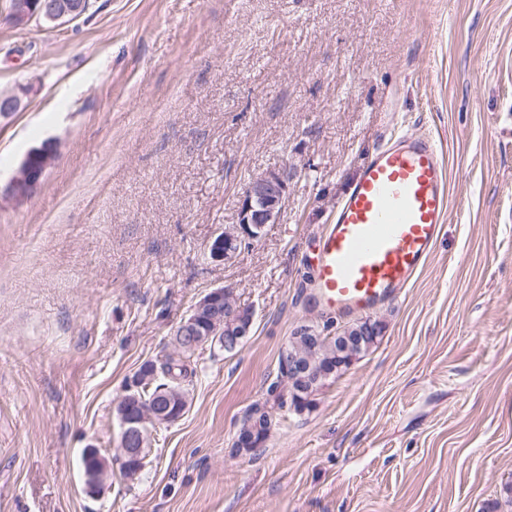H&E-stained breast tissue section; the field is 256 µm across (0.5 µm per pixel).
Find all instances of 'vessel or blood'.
I'll return each instance as SVG.
<instances>
[{"label": "vessel or blood", "mask_w": 512, "mask_h": 512, "mask_svg": "<svg viewBox=\"0 0 512 512\" xmlns=\"http://www.w3.org/2000/svg\"><path fill=\"white\" fill-rule=\"evenodd\" d=\"M442 148L404 133L380 146L317 238L311 299L340 318L375 313L397 299L432 256L449 216Z\"/></svg>", "instance_id": "b4317fda"}]
</instances>
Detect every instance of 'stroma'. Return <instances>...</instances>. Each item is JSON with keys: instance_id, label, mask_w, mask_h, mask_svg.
<instances>
[{"instance_id": "1", "label": "stroma", "mask_w": 512, "mask_h": 512, "mask_svg": "<svg viewBox=\"0 0 512 512\" xmlns=\"http://www.w3.org/2000/svg\"><path fill=\"white\" fill-rule=\"evenodd\" d=\"M0 0V512H512V0H95L19 30ZM438 137L450 216L379 342L234 448L301 325L314 241L391 132ZM58 155L23 203L27 152ZM288 204L235 262L247 183ZM251 308L120 475L115 404L207 292ZM111 474L87 494L80 458ZM287 199V179L279 171L252 179L243 193L237 224L225 226L211 241V258L224 264L237 258L246 241L261 237L265 224L279 222Z\"/></svg>"}]
</instances>
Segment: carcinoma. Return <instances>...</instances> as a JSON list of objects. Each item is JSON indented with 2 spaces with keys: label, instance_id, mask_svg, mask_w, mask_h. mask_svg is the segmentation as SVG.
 <instances>
[{
  "label": "carcinoma",
  "instance_id": "obj_1",
  "mask_svg": "<svg viewBox=\"0 0 512 512\" xmlns=\"http://www.w3.org/2000/svg\"><path fill=\"white\" fill-rule=\"evenodd\" d=\"M252 314L250 308L237 305L231 293H224V327H234L236 322L247 320ZM383 329L381 320L368 318L363 323L357 320L348 322L336 328V332L322 334L311 341L304 337L289 339L281 358L311 365L315 377L306 379L292 371L280 375L279 381L272 385V389L279 390L275 397L278 407L286 406L297 414L311 410L316 392L366 354L378 342ZM193 355L194 350L187 347L180 337H175L173 351L159 362H145L133 378L137 388L125 392L118 404L126 405L132 415L137 413L136 403L142 398L164 407L170 405L180 411L185 410L189 403L186 381L191 374L189 366ZM271 427L272 414L268 410H258L256 417L244 418L238 439L254 438L253 446L245 447V451H254L264 444Z\"/></svg>",
  "mask_w": 512,
  "mask_h": 512
}]
</instances>
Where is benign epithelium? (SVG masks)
I'll return each instance as SVG.
<instances>
[{
    "instance_id": "obj_1",
    "label": "benign epithelium",
    "mask_w": 512,
    "mask_h": 512,
    "mask_svg": "<svg viewBox=\"0 0 512 512\" xmlns=\"http://www.w3.org/2000/svg\"><path fill=\"white\" fill-rule=\"evenodd\" d=\"M90 0H10L8 21L17 28L32 23L61 26L84 15ZM20 94H0V116L20 110ZM57 146L51 141L31 149L14 171L8 190L16 202L26 200L41 183L46 171L55 163ZM288 199L287 179L278 171H268L252 179L243 193L238 222L224 227L209 245L212 259L224 263L233 261L241 253L243 244L261 237L267 224L279 222ZM179 335L190 346L200 344L199 336L224 335V288H215L202 296L182 318ZM172 421L166 413L148 404L137 419L118 418L117 448L120 459L145 452L143 427L148 423L163 424ZM107 470L91 467L85 473L86 491L99 492Z\"/></svg>"
}]
</instances>
